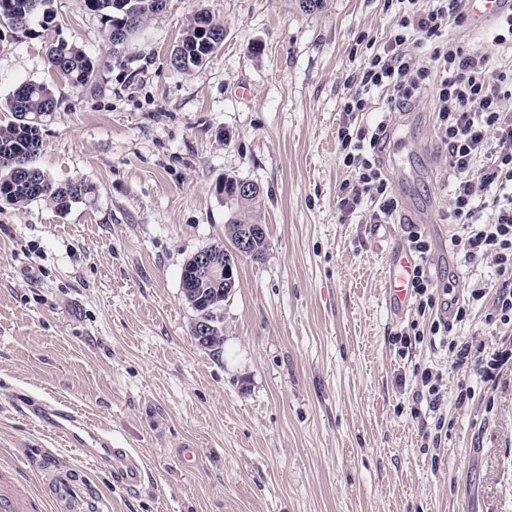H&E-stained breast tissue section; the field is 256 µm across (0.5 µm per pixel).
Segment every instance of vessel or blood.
Returning <instances> with one entry per match:
<instances>
[{
    "instance_id": "obj_1",
    "label": "vessel or blood",
    "mask_w": 512,
    "mask_h": 512,
    "mask_svg": "<svg viewBox=\"0 0 512 512\" xmlns=\"http://www.w3.org/2000/svg\"><path fill=\"white\" fill-rule=\"evenodd\" d=\"M502 0H469L468 14L483 23L494 20L502 11ZM415 260L407 246L397 238L388 240L386 250V300L394 314H403L410 305L408 283ZM32 419L64 438L65 442L97 465L111 464L112 477L126 489L141 486L145 472L131 448L118 447L110 431L100 427L69 405L41 402L31 404ZM42 469L48 477L49 501H42L23 484L0 475V512H44L53 506L55 512H101L102 498L74 468L55 466L44 461Z\"/></svg>"
}]
</instances>
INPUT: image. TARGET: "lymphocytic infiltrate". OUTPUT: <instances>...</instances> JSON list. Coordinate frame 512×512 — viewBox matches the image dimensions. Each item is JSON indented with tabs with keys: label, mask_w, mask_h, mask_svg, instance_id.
<instances>
[{
	"label": "lymphocytic infiltrate",
	"mask_w": 512,
	"mask_h": 512,
	"mask_svg": "<svg viewBox=\"0 0 512 512\" xmlns=\"http://www.w3.org/2000/svg\"><path fill=\"white\" fill-rule=\"evenodd\" d=\"M396 26L387 42L348 78L336 138L349 176L340 187L343 216L360 215L366 224L395 223L398 202L388 191L382 149L391 129V113L403 111L422 84L435 82L434 110L438 135L448 149L451 172L448 221L456 230L450 245L469 264L492 263L498 289L489 320L512 323V68H500L462 42L448 40L450 28L467 21L465 0H397ZM387 97L381 116L354 124L375 95ZM407 246L417 259L411 293L419 308L451 307L448 289L435 285L430 268L431 246L424 233L410 227ZM453 322L432 324L431 334L450 333L448 343L458 363H471L485 381H492L512 362V349L492 359L474 352L465 338L452 336Z\"/></svg>",
	"instance_id": "f902f5d3"
}]
</instances>
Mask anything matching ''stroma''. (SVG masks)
Segmentation results:
<instances>
[{
  "label": "stroma",
  "mask_w": 512,
  "mask_h": 512,
  "mask_svg": "<svg viewBox=\"0 0 512 512\" xmlns=\"http://www.w3.org/2000/svg\"><path fill=\"white\" fill-rule=\"evenodd\" d=\"M51 7L61 38L106 57V25L83 0ZM197 7L223 22L224 44L181 72L170 54ZM396 21L389 0H325L315 13L298 0H169L77 91L48 70L43 39L0 31V124L18 85H53L59 109L36 164L97 188L93 205L64 214L0 202V469L40 496L43 456L83 469L103 512H512V368L483 381L439 339L400 354L393 335L429 331L439 315L387 310L385 245L339 210L336 130L347 79L368 55L358 38L383 46ZM434 100L423 85L394 115L402 143L384 170L400 209L430 211L420 229L432 275L467 312L453 333L489 357L501 344L486 320L497 275L448 248ZM227 175L258 185L269 248L239 260L224 345L210 351L191 334L180 275L224 239L216 185ZM425 367L448 392L435 447L412 414ZM42 400L136 449L144 486L131 493L109 469L86 468L28 416Z\"/></svg>",
  "instance_id": "stroma-1"
}]
</instances>
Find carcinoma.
I'll return each mask as SVG.
<instances>
[{"label": "carcinoma", "instance_id": "cac0c4a2", "mask_svg": "<svg viewBox=\"0 0 512 512\" xmlns=\"http://www.w3.org/2000/svg\"><path fill=\"white\" fill-rule=\"evenodd\" d=\"M51 0H0V24L20 30L49 43L46 62L59 79L78 90L86 88L101 65V60L87 54L74 44L58 38L59 26L50 8ZM86 9L104 19L109 32V56L120 54L134 35L152 18L160 15L154 0H84ZM203 8L194 9L188 17L181 39L171 53V65L187 72L214 56L224 42V25L216 21L205 27ZM13 120L0 125V201L17 207L44 202L61 214L72 205H91L96 199V187L82 179L60 182L35 165L40 148L41 131L47 118L58 107L53 89L36 81L25 82L7 99ZM240 179L224 176L218 193L224 196L231 214L225 224V235L236 246L248 224L260 221V191L249 195L236 193ZM181 276L187 287L201 296L191 307L197 318L209 322L210 336L199 345L219 350L224 345V290L229 285L187 262Z\"/></svg>", "mask_w": 512, "mask_h": 512}]
</instances>
